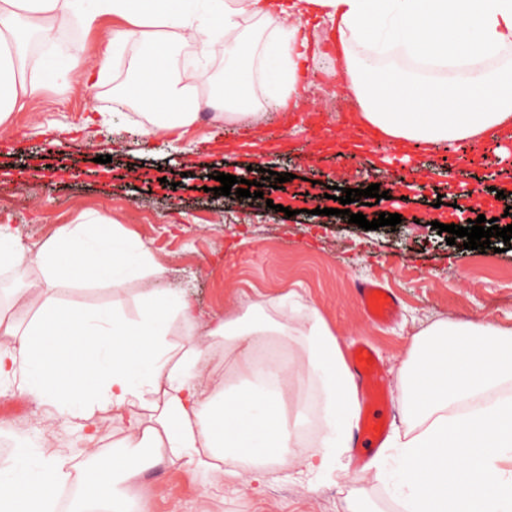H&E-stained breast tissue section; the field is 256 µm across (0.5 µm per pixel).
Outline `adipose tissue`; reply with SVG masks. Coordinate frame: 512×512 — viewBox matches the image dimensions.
Instances as JSON below:
<instances>
[{
	"label": "adipose tissue",
	"instance_id": "ef3b65f1",
	"mask_svg": "<svg viewBox=\"0 0 512 512\" xmlns=\"http://www.w3.org/2000/svg\"><path fill=\"white\" fill-rule=\"evenodd\" d=\"M317 12L336 30V61L374 137L429 146L512 133V64L490 61L512 45V0H0V127L39 88L22 64L31 42L62 30L92 28L103 16L127 23L109 31L98 60L74 55L66 72L100 83L110 56L140 45L132 76L119 90L149 122L143 140L194 124L201 110L223 116L261 74L279 110L298 105L301 63L309 36L301 24ZM269 30L265 43L246 33L244 17ZM224 60V90L200 93L196 69L179 65V48ZM455 67L450 77L380 64L387 53ZM149 262L144 245H129L110 217L61 229L39 250L0 233V268H38L40 277L11 289L0 307V380L90 427L83 461L55 448L31 464L17 449L0 468V512H55L56 492L72 490L67 512H139L126 487L169 462L263 483L277 469L298 475L337 472L361 413L358 386L336 336L319 315L251 300L242 315L210 326L203 337L172 343L178 326L194 329L184 295L158 287L151 270L137 316L119 305L78 307L56 299L47 284L111 282ZM300 340L303 353L282 359L275 337ZM237 354V381L211 367L224 350ZM321 397V429L303 438L298 398L302 379ZM117 423L111 463L98 454L97 433Z\"/></svg>",
	"mask_w": 512,
	"mask_h": 512
}]
</instances>
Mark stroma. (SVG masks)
<instances>
[{
	"label": "stroma",
	"mask_w": 512,
	"mask_h": 512,
	"mask_svg": "<svg viewBox=\"0 0 512 512\" xmlns=\"http://www.w3.org/2000/svg\"><path fill=\"white\" fill-rule=\"evenodd\" d=\"M110 18L89 30L65 32L54 45L31 56L26 77H41L44 68L72 54L91 58L100 52ZM317 58L303 68L302 111L270 113L267 87L254 79L245 105L259 114L256 147L241 148L247 132L213 120L204 112L177 146L162 139L143 144L139 128L146 117L137 107L121 111L114 89L127 79L138 46L127 43L100 87L84 89L76 80L42 79L40 90L12 112V135L0 140V226L36 249L63 227L107 215L121 224L131 243H143L155 264L166 269V286L192 301L204 319L242 314L254 298L297 299L324 318L350 352L367 343L378 355L388 394L381 412L386 431L403 428V413L394 396L396 372L415 334L431 323H493L512 327V249L502 253L447 244L436 226L457 217L463 193L494 189L500 197L484 215L512 224V164L500 162L497 145L483 140L480 159L464 161L457 145L418 151L410 164L394 161L395 145L379 142L378 167H361L358 157L343 156L336 137L361 130L358 106L332 63L335 34L322 17L308 22ZM111 118L106 133L87 117ZM315 122H308V114ZM110 163H98L101 155ZM37 164L55 179L18 183L15 168ZM294 174L308 180L317 194L329 187L364 189L379 185L400 193L396 204L350 203L351 213L367 219L399 214L400 224L364 230L336 215L279 212L282 192L261 179L262 170ZM251 175L262 181L260 198L210 200L216 174ZM374 282L386 288L396 307L384 322L372 321L360 304L358 287ZM140 276L115 285L87 284L56 291L57 299L80 307L120 304L137 315ZM87 429L81 422L24 393L19 380L0 382V466L13 449L40 453L68 449L82 459ZM140 483L144 512H343L347 499L367 512H402L395 502L389 474L360 482L331 476L297 481L277 471L261 492L241 480L186 467L159 465Z\"/></svg>",
	"instance_id": "1"
}]
</instances>
